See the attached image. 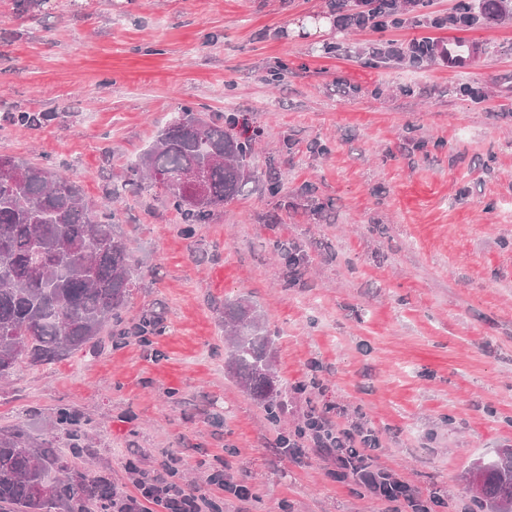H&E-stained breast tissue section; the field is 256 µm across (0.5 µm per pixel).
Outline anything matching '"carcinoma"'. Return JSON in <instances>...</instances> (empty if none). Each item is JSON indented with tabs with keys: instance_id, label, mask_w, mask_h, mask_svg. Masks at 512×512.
<instances>
[{
	"instance_id": "cac0c4a2",
	"label": "carcinoma",
	"mask_w": 512,
	"mask_h": 512,
	"mask_svg": "<svg viewBox=\"0 0 512 512\" xmlns=\"http://www.w3.org/2000/svg\"><path fill=\"white\" fill-rule=\"evenodd\" d=\"M483 13L462 3L456 15L413 20L436 28L472 27ZM350 24L357 28L399 26L400 0H355ZM257 133H248L235 112L206 117L183 106L151 147L113 185L109 202L87 201L78 182L41 162L0 154V379L25 366L52 367L91 353L110 322H123L136 287L133 250L116 231L111 203L130 186L160 187L180 213L181 233L243 195L256 180L252 166ZM206 173V200L191 205L168 183L192 167ZM280 264L293 273L304 257L295 243L273 244ZM161 317L142 315L121 336L156 331ZM228 373L277 419L288 383L274 369L275 338L265 315L250 300L224 302ZM69 425L68 451L57 450L60 436L36 440L22 425L0 428V512H112L122 503L110 483L79 465L90 456L86 436L71 411H59ZM474 501L488 512H512V449L489 462Z\"/></svg>"
}]
</instances>
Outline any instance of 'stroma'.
Returning <instances> with one entry per match:
<instances>
[{
  "label": "stroma",
  "mask_w": 512,
  "mask_h": 512,
  "mask_svg": "<svg viewBox=\"0 0 512 512\" xmlns=\"http://www.w3.org/2000/svg\"><path fill=\"white\" fill-rule=\"evenodd\" d=\"M317 17L332 22L324 37L291 34ZM448 34L345 30L334 0H42L28 13L0 0V154L47 158L91 201L181 106L261 130L256 181L194 237L162 189L118 203L137 282L124 318L162 314L161 332L107 328L96 353L0 381V428L42 437L75 411L92 472L123 498L174 456L177 481L219 512H390L335 454L307 448L298 429L328 406L378 435L375 469L430 512H472L473 463L512 448V0L468 30L470 70L370 56ZM18 111L51 119L15 127ZM316 140L332 152L314 155ZM271 168L287 206L265 192ZM276 239L300 245L295 275ZM239 296L276 332L293 386L274 422L227 373L221 309ZM240 483L249 499L231 493Z\"/></svg>",
  "instance_id": "1"
}]
</instances>
